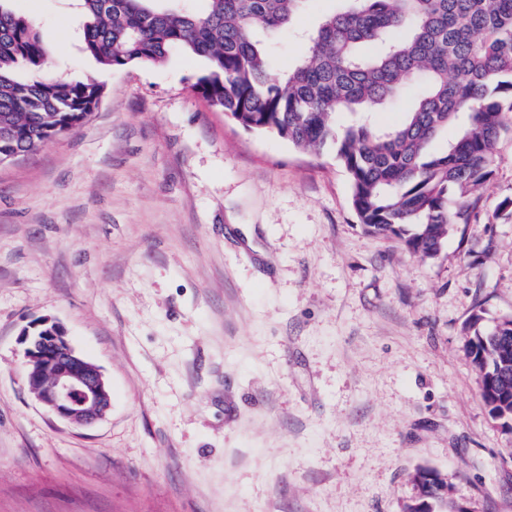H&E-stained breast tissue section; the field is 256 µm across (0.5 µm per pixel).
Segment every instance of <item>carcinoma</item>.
Returning a JSON list of instances; mask_svg holds the SVG:
<instances>
[{
	"label": "carcinoma",
	"instance_id": "carcinoma-1",
	"mask_svg": "<svg viewBox=\"0 0 512 512\" xmlns=\"http://www.w3.org/2000/svg\"><path fill=\"white\" fill-rule=\"evenodd\" d=\"M0 0V162L80 127L99 103L96 82L42 78L47 51L31 22ZM81 0L85 52L108 69L160 63L170 49L203 57L194 85L243 128L302 150L327 145L350 182L363 230L396 236L428 258L470 221L472 196L493 175L496 145L512 112V0H343L306 37L295 65L269 78L263 35L290 26L308 0ZM23 68L29 77L19 79ZM409 96L401 122L374 114ZM347 113L341 128L336 116ZM459 126L447 150L431 142ZM476 312L466 353L491 417L512 432V319L489 330ZM409 512L466 507L446 501L440 476L421 470Z\"/></svg>",
	"mask_w": 512,
	"mask_h": 512
}]
</instances>
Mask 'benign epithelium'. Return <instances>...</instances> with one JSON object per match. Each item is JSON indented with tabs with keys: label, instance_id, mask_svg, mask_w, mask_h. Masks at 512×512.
I'll list each match as a JSON object with an SVG mask.
<instances>
[{
	"label": "benign epithelium",
	"instance_id": "obj_1",
	"mask_svg": "<svg viewBox=\"0 0 512 512\" xmlns=\"http://www.w3.org/2000/svg\"><path fill=\"white\" fill-rule=\"evenodd\" d=\"M20 343L25 380L43 405L80 428L105 416L112 403L109 383L75 350L60 324L40 319L22 331Z\"/></svg>",
	"mask_w": 512,
	"mask_h": 512
}]
</instances>
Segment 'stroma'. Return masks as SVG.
Here are the masks:
<instances>
[{
  "label": "stroma",
  "mask_w": 512,
  "mask_h": 512,
  "mask_svg": "<svg viewBox=\"0 0 512 512\" xmlns=\"http://www.w3.org/2000/svg\"><path fill=\"white\" fill-rule=\"evenodd\" d=\"M340 5L270 36L272 77ZM15 7L53 80L104 93L0 163V512H403L422 469L470 512H512V434L464 332L512 317V116L469 224L430 259L362 231L333 147L212 108L204 58L109 70L76 0ZM43 317L110 384L94 427L24 381L18 337Z\"/></svg>",
  "instance_id": "35a3bbf8"
}]
</instances>
